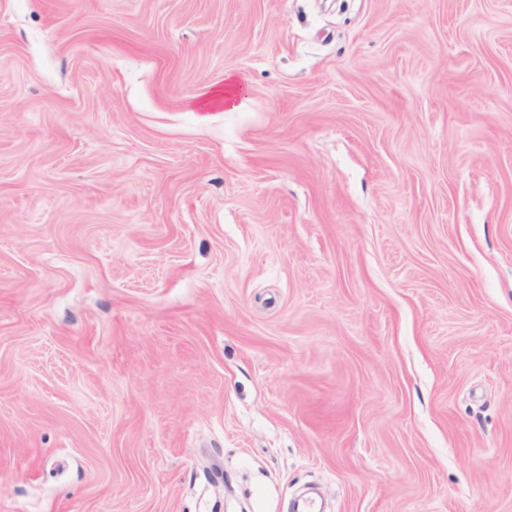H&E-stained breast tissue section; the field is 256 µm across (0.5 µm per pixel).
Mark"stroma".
<instances>
[{"label":"stroma","mask_w":512,"mask_h":512,"mask_svg":"<svg viewBox=\"0 0 512 512\" xmlns=\"http://www.w3.org/2000/svg\"><path fill=\"white\" fill-rule=\"evenodd\" d=\"M309 486L512 512V0H0V512ZM209 99L215 101H222V99H224V105L230 107L232 110L245 107V99L240 97L239 86L232 78L226 81L224 90L221 87L214 89Z\"/></svg>","instance_id":"1"}]
</instances>
